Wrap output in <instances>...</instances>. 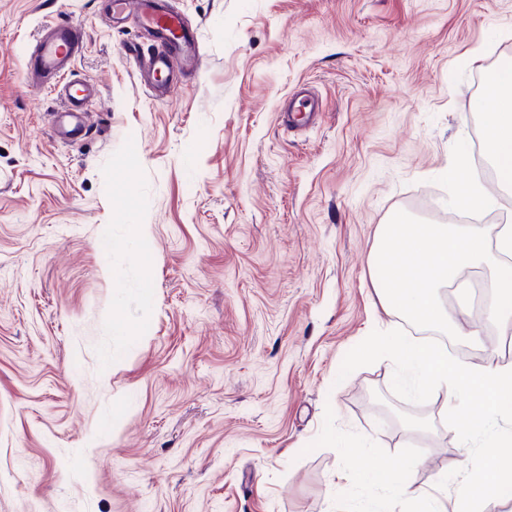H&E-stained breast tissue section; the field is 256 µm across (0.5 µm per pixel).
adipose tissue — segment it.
Here are the masks:
<instances>
[{
  "mask_svg": "<svg viewBox=\"0 0 512 512\" xmlns=\"http://www.w3.org/2000/svg\"><path fill=\"white\" fill-rule=\"evenodd\" d=\"M484 121L483 148L493 164L500 186L512 188V67L492 74L476 104ZM370 353L393 362L402 383L422 397H444L459 438V452L470 456L477 447L487 451L484 473L464 469L442 476L440 490L451 491L454 510H446L439 496L413 486L404 473L364 466L359 481L394 491L403 490L416 512H482L484 501L496 498L502 484L512 482V459L499 455L501 445L512 442V364L499 362L459 365L448 350L416 344L403 336L375 337Z\"/></svg>",
  "mask_w": 512,
  "mask_h": 512,
  "instance_id": "adipose-tissue-1",
  "label": "adipose tissue"
}]
</instances>
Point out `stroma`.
Masks as SVG:
<instances>
[{"mask_svg": "<svg viewBox=\"0 0 512 512\" xmlns=\"http://www.w3.org/2000/svg\"><path fill=\"white\" fill-rule=\"evenodd\" d=\"M107 3L0 0V512H407L354 472L429 489L458 439L362 352L419 333L371 259L396 211H462V156L512 215L474 108L512 62V0H170L204 63L165 101ZM48 18L83 28L73 72L103 89L65 144L25 78ZM302 85L321 112L291 132ZM458 333L462 364L512 340L471 314Z\"/></svg>", "mask_w": 512, "mask_h": 512, "instance_id": "1", "label": "stroma"}]
</instances>
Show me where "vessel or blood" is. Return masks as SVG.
Listing matches in <instances>:
<instances>
[{
    "mask_svg": "<svg viewBox=\"0 0 512 512\" xmlns=\"http://www.w3.org/2000/svg\"><path fill=\"white\" fill-rule=\"evenodd\" d=\"M112 17L123 21L134 19L140 29L155 37L151 51L128 47L127 53L137 60L140 78L154 97L170 98L177 89L174 69L199 71L201 48L196 31L186 25L167 0H112ZM42 38L35 54L25 62L29 82L37 89H50L60 101L54 113L52 134L56 141L67 142L85 133L88 101L99 95L93 83L65 85L83 45L84 32L78 26L61 21H48L42 27Z\"/></svg>",
    "mask_w": 512,
    "mask_h": 512,
    "instance_id": "b4317fda",
    "label": "vessel or blood"
}]
</instances>
